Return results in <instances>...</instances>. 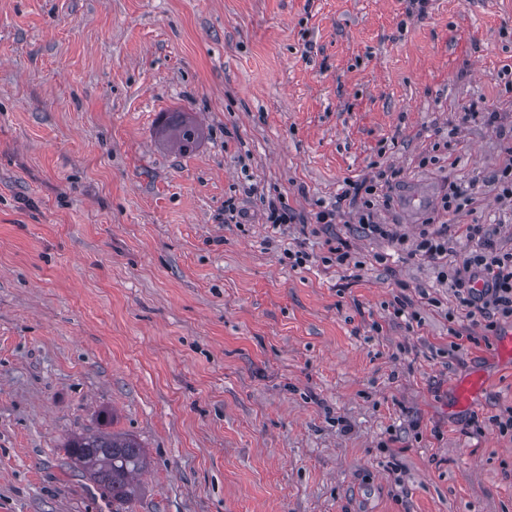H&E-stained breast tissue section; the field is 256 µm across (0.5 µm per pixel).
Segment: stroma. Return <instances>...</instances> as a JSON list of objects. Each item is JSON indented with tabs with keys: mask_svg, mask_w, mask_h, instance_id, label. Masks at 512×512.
I'll return each instance as SVG.
<instances>
[{
	"mask_svg": "<svg viewBox=\"0 0 512 512\" xmlns=\"http://www.w3.org/2000/svg\"><path fill=\"white\" fill-rule=\"evenodd\" d=\"M485 107L512 124V0H0V512H112L63 449L100 429L148 452L129 512H512L487 423L512 322L354 225L272 234L259 201L308 215L391 165L382 222L415 237L461 184L446 222L510 251ZM201 136V126L192 118H185L175 124L169 140L178 150L187 151L199 142ZM479 378L480 374H473L457 384L454 393L455 407H465L473 401L478 394V389L483 384Z\"/></svg>",
	"mask_w": 512,
	"mask_h": 512,
	"instance_id": "35a3bbf8",
	"label": "stroma"
}]
</instances>
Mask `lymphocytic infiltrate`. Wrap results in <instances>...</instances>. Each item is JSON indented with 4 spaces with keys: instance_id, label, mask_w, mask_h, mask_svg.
I'll return each mask as SVG.
<instances>
[{
    "instance_id": "obj_1",
    "label": "lymphocytic infiltrate",
    "mask_w": 512,
    "mask_h": 512,
    "mask_svg": "<svg viewBox=\"0 0 512 512\" xmlns=\"http://www.w3.org/2000/svg\"><path fill=\"white\" fill-rule=\"evenodd\" d=\"M400 170L386 167L372 176L352 183L340 194L338 201L320 206L311 217L296 214L275 198L266 199L263 215L266 224L277 230L288 224L314 223L329 229L340 223L344 214H352L357 224L371 236L390 241L399 251L433 266L438 281L449 286L469 316H480L487 330H496L500 323L512 321V252L498 247L492 233L483 224L458 225L456 234L472 242L473 248L463 261L447 266L448 227L427 219L416 237L399 233L393 225L381 223L376 206L384 190L395 185Z\"/></svg>"
}]
</instances>
